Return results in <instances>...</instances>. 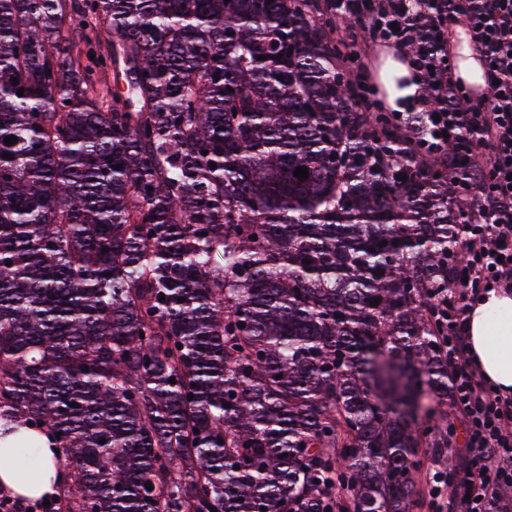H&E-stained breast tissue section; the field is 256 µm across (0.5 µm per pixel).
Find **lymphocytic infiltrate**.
Returning <instances> with one entry per match:
<instances>
[{
  "mask_svg": "<svg viewBox=\"0 0 512 512\" xmlns=\"http://www.w3.org/2000/svg\"><path fill=\"white\" fill-rule=\"evenodd\" d=\"M337 17L367 25L369 42L403 50L417 78L418 94L402 123H418L412 144L438 160L452 153L448 188L482 201L459 243L462 271L449 292L442 321L455 406L466 422L456 484L443 468L428 476L436 512L455 490L459 512H489L512 492V399L479 378L465 356L464 327L472 301L487 287H512V0H335ZM464 27L490 79L488 97H474L448 63V34ZM486 177L472 182L474 166Z\"/></svg>",
  "mask_w": 512,
  "mask_h": 512,
  "instance_id": "f902f5d3",
  "label": "lymphocytic infiltrate"
}]
</instances>
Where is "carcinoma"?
I'll use <instances>...</instances> for the list:
<instances>
[{"label":"carcinoma","mask_w":512,"mask_h":512,"mask_svg":"<svg viewBox=\"0 0 512 512\" xmlns=\"http://www.w3.org/2000/svg\"><path fill=\"white\" fill-rule=\"evenodd\" d=\"M358 26L0 0V431L27 430V475L37 435L62 453L50 506L0 512L418 505L454 431L438 311L469 213L448 158L362 108Z\"/></svg>","instance_id":"obj_1"}]
</instances>
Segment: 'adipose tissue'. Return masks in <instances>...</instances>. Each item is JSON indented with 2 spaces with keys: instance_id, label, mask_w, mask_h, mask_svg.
<instances>
[{
  "instance_id": "obj_1",
  "label": "adipose tissue",
  "mask_w": 512,
  "mask_h": 512,
  "mask_svg": "<svg viewBox=\"0 0 512 512\" xmlns=\"http://www.w3.org/2000/svg\"><path fill=\"white\" fill-rule=\"evenodd\" d=\"M373 79L385 106L404 110L418 92L413 70L400 54L381 51L374 63ZM466 351L481 378L501 395L512 397V291L491 288L469 310L465 325ZM11 437L0 440V488L22 497L57 495L59 455L47 437L34 451L40 467L38 482H28L14 462Z\"/></svg>"
}]
</instances>
